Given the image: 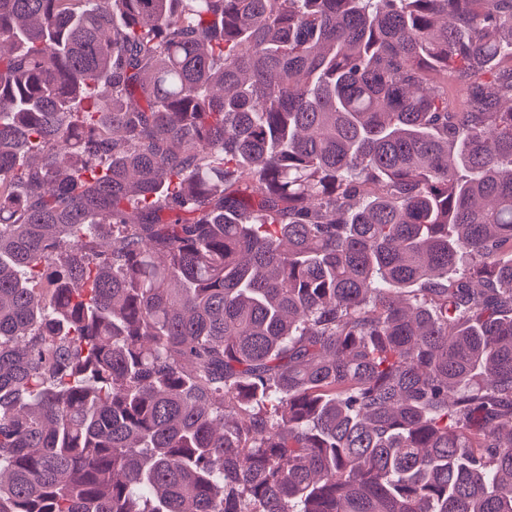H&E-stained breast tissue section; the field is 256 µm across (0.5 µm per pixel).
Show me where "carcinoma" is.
Listing matches in <instances>:
<instances>
[{"mask_svg": "<svg viewBox=\"0 0 512 512\" xmlns=\"http://www.w3.org/2000/svg\"><path fill=\"white\" fill-rule=\"evenodd\" d=\"M504 58L512 0H0V512H512Z\"/></svg>", "mask_w": 512, "mask_h": 512, "instance_id": "carcinoma-1", "label": "carcinoma"}]
</instances>
